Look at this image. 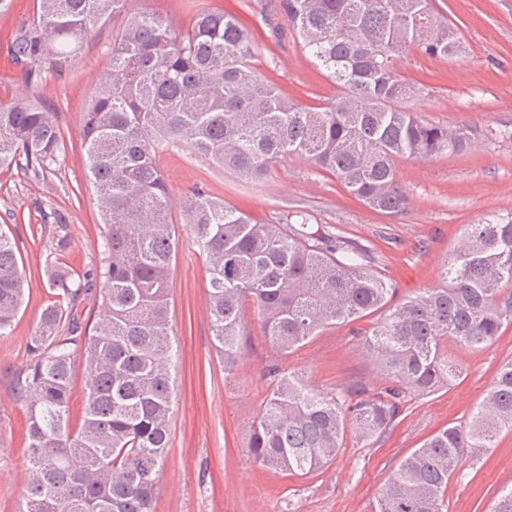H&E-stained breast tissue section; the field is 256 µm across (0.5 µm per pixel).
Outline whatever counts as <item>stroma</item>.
Returning a JSON list of instances; mask_svg holds the SVG:
<instances>
[{
  "mask_svg": "<svg viewBox=\"0 0 512 512\" xmlns=\"http://www.w3.org/2000/svg\"><path fill=\"white\" fill-rule=\"evenodd\" d=\"M212 2L249 29L257 71L281 93L308 106L337 95V87L300 50L278 0ZM434 6L457 25L462 52L431 58L413 47L397 72L421 87L410 109L438 126L467 127L472 143L460 153L400 163L398 179L409 198L405 214L394 217L367 208L336 177L300 156L283 158L264 181L246 183L178 149L159 159L172 211H180L186 194L198 185L263 224H282L305 210L311 224L370 246L397 299L436 286L443 262L468 225L512 213V0H434ZM35 9L36 0H14L11 10L0 15V100H33L57 112L64 153L37 180L18 164L0 171V225L8 226L19 244L28 282L20 314L10 333L0 336V512H18L27 480L24 411L13 399L10 381L26 361L28 338L50 298L46 259L55 239L64 235L70 243L65 262L89 269L103 229L85 178L80 128L88 94L109 61L112 26L92 29L61 72L33 86L15 67L9 49L13 33ZM208 288L204 258L189 231L180 230L172 271L171 442L156 512H371L401 461L440 428L467 421L498 367L512 359V316L482 350L449 343V357L462 368L458 379L434 393L408 396L389 434L367 442L346 436L328 467L306 478L288 476L253 463L246 448L268 392L266 366L302 373L322 391L378 386L384 376L361 338L377 317L326 328L281 355L264 341L257 315L248 314L243 356L228 377L209 329ZM466 472V479L448 483V512H488L499 492L512 485V430L502 431L496 447Z\"/></svg>",
  "mask_w": 512,
  "mask_h": 512,
  "instance_id": "obj_1",
  "label": "stroma"
}]
</instances>
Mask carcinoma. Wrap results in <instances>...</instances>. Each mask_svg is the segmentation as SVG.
<instances>
[{"mask_svg": "<svg viewBox=\"0 0 512 512\" xmlns=\"http://www.w3.org/2000/svg\"><path fill=\"white\" fill-rule=\"evenodd\" d=\"M130 0H39L14 35L11 54L38 86L62 71L95 26L120 15L111 63L87 100L81 131L86 176L103 232L98 262L80 272L58 259L45 275L52 299L13 374L26 415L29 476L19 512H156L170 444V311L177 237L159 154L179 145L255 182L290 155L332 173L373 210L401 215L408 198L398 162L458 153L465 127H441L404 103L420 88L394 61L417 46L430 57L462 48L458 29L432 0H280L301 50L340 93L305 107L261 80L252 37L236 18L196 0L179 26L153 11L128 14ZM64 149L57 113L39 103L0 101V169L25 160L44 175ZM259 224L202 189L187 196L182 223L210 275L208 319L224 375L243 352L248 311L262 336L288 354L336 324L381 311L363 346L385 383L350 394L322 392L268 366L269 389L247 449L254 463L309 477L336 458L347 432L362 441L389 433L406 397L427 395L461 374L453 341L473 350L500 334L502 286L512 283V218L472 224L444 262L440 282L394 302L396 288L370 251L324 227ZM16 239L0 230V335L25 299ZM101 296L107 318L91 328L76 306ZM84 377L73 419L72 391ZM512 430V360L503 363L464 424L443 427L406 457L382 487L374 512H446L448 482L468 458Z\"/></svg>", "mask_w": 512, "mask_h": 512, "instance_id": "cac0c4a2", "label": "carcinoma"}]
</instances>
